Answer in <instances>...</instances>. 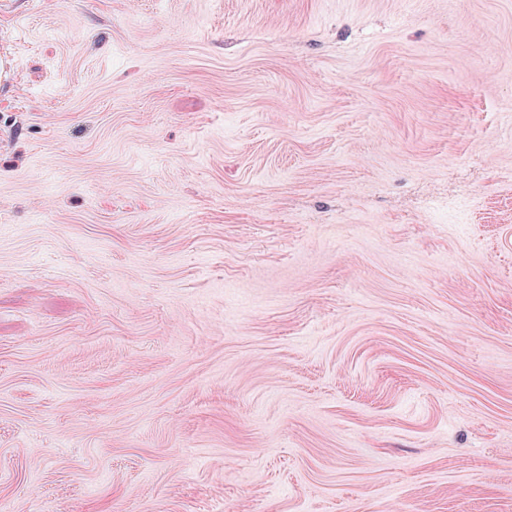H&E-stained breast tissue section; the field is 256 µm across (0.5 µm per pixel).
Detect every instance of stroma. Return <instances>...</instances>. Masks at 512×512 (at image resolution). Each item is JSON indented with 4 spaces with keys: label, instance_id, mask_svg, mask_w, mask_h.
<instances>
[{
    "label": "stroma",
    "instance_id": "1",
    "mask_svg": "<svg viewBox=\"0 0 512 512\" xmlns=\"http://www.w3.org/2000/svg\"><path fill=\"white\" fill-rule=\"evenodd\" d=\"M9 512H512V0H0Z\"/></svg>",
    "mask_w": 512,
    "mask_h": 512
}]
</instances>
